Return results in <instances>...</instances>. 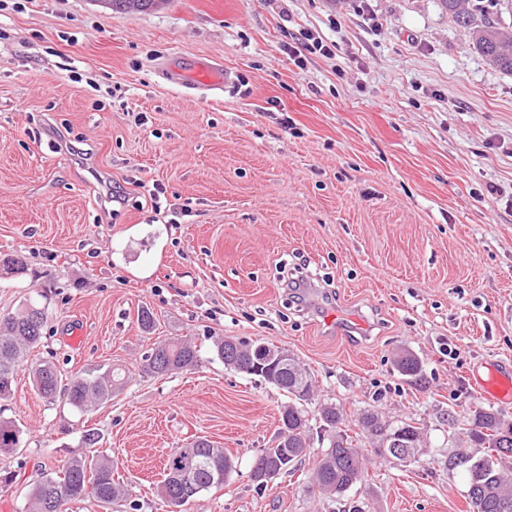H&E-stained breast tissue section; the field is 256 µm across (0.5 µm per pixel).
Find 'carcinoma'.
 Listing matches in <instances>:
<instances>
[{
  "instance_id": "cac0c4a2",
  "label": "carcinoma",
  "mask_w": 512,
  "mask_h": 512,
  "mask_svg": "<svg viewBox=\"0 0 512 512\" xmlns=\"http://www.w3.org/2000/svg\"><path fill=\"white\" fill-rule=\"evenodd\" d=\"M114 10L138 14L152 8L156 0H105ZM448 16L459 27L468 30L473 47L495 68L512 73V32L502 24V14L512 13V0H493L484 7L475 0H442ZM47 324L45 310L29 303L16 313L0 314V400L13 392L17 371L30 350L39 346ZM214 355L224 366L243 372L242 365L261 361L253 375L286 393L288 405L280 416L277 444L264 448L252 459L256 468L277 476L298 464L305 455L310 440V419L303 404L311 400L313 380L309 372L291 357L286 365L264 360L267 351L257 341L217 339ZM199 349L186 339L175 338L158 344L144 355L143 370L153 376L175 371H189L197 366ZM397 366L404 375L415 377L420 371L418 360L410 353L401 355ZM32 387L43 399L52 401L58 394L81 414L112 399L122 391L128 380L119 368L107 369L97 375L76 372L62 379L55 365L42 362L31 370ZM320 428L327 433V444L316 463L314 479L319 494L341 500L354 486L363 482L366 453L391 456L409 464L417 462L412 454L404 459L394 454L390 445L397 437L400 447L421 448V429L410 421H384L371 409H362L356 426L359 432L351 436L342 429L343 413L335 404H324L318 411ZM467 443L486 452L470 455L464 465L448 456V467L459 469L468 476L467 497L470 512H505L512 507V480L498 467L499 460L512 458V422L500 413L482 407L471 411L467 419ZM367 440L363 448L359 438ZM24 431L14 422L0 420V456L12 455L20 448ZM99 432L90 428L83 432L82 443L88 453L70 459L61 469L45 473L28 491L25 512H63L68 504L94 500L106 512L136 509L124 483L115 479L112 455L97 448ZM234 462L224 453L223 446L196 437L169 454L164 477L157 487L158 496L169 512H185V506L203 492L224 486L218 474L233 470Z\"/></svg>"
}]
</instances>
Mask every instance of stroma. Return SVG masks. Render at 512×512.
I'll list each match as a JSON object with an SVG mask.
<instances>
[{
  "label": "stroma",
  "instance_id": "1",
  "mask_svg": "<svg viewBox=\"0 0 512 512\" xmlns=\"http://www.w3.org/2000/svg\"><path fill=\"white\" fill-rule=\"evenodd\" d=\"M305 31L342 54L296 64L288 47ZM177 56L219 61L227 89L163 81ZM16 253L27 268L0 270V313L34 300L48 322L0 401L26 440L0 456L16 476L5 512L82 454L87 427L138 512H167L164 460L196 436L236 468L188 512H342L313 484L315 436L295 472L256 490L251 459L276 445L288 399L224 367L220 337L294 354L314 380L309 416L333 402L348 420L369 408L422 429L418 462L368 457L348 500L469 512L468 478L446 465L479 404L468 373L512 365V73L441 0H160L134 15L0 0V259ZM301 269L295 297L285 283ZM180 336L200 365L145 375L144 352ZM405 351L421 379L396 368ZM44 361L66 376L119 367L128 384L81 415L34 392Z\"/></svg>",
  "mask_w": 512,
  "mask_h": 512
}]
</instances>
